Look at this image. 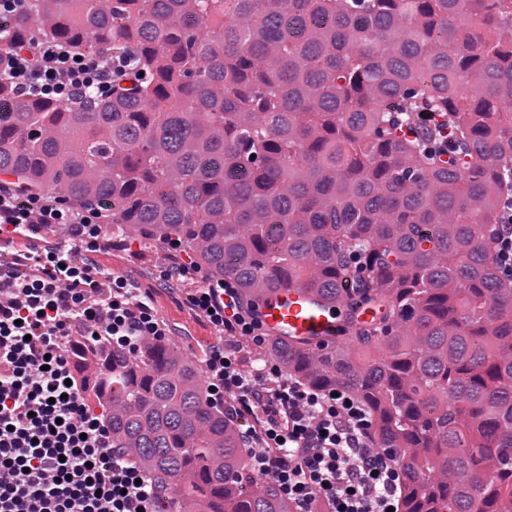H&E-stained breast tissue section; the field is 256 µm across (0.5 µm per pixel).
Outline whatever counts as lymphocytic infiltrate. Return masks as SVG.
Returning a JSON list of instances; mask_svg holds the SVG:
<instances>
[{
    "mask_svg": "<svg viewBox=\"0 0 512 512\" xmlns=\"http://www.w3.org/2000/svg\"><path fill=\"white\" fill-rule=\"evenodd\" d=\"M8 71L19 94L35 91L71 104L110 89L112 63L93 53L39 43L36 53L14 54ZM66 224L70 236L53 251L18 254L0 272V512H156L161 494L112 430L91 414L72 384L61 339L70 332L134 351L146 336L161 337L150 296L133 298L124 277L90 270L81 251L108 250L93 211L62 209L59 198L18 192L0 182V238ZM493 256L512 277V190L500 200ZM106 289L104 304L89 297ZM191 302L225 336L261 342L253 312L232 283L213 282ZM213 401L230 398L236 413L263 414L248 427L247 464L291 502L294 512H387L397 507L403 478L397 455L378 447L372 421L350 393L311 389L278 367L244 372L233 353L206 355Z\"/></svg>",
    "mask_w": 512,
    "mask_h": 512,
    "instance_id": "f902f5d3",
    "label": "lymphocytic infiltrate"
}]
</instances>
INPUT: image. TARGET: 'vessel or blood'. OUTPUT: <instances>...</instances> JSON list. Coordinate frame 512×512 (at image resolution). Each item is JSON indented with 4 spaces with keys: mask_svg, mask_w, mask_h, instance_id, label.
<instances>
[{
    "mask_svg": "<svg viewBox=\"0 0 512 512\" xmlns=\"http://www.w3.org/2000/svg\"><path fill=\"white\" fill-rule=\"evenodd\" d=\"M344 315L341 307L326 305L313 294L291 285L261 303L257 320L266 334L285 339L294 336L317 346L340 340Z\"/></svg>",
    "mask_w": 512,
    "mask_h": 512,
    "instance_id": "obj_1",
    "label": "vessel or blood"
}]
</instances>
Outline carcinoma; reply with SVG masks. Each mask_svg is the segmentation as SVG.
<instances>
[{"label":"carcinoma","instance_id":"carcinoma-1","mask_svg":"<svg viewBox=\"0 0 512 512\" xmlns=\"http://www.w3.org/2000/svg\"><path fill=\"white\" fill-rule=\"evenodd\" d=\"M44 40L112 56V88L63 104L0 77V174L185 241L254 311L286 283L345 308L335 346L267 335L246 360L353 393L397 453L399 512H512V282L490 235L512 0H24L0 66ZM68 354L112 446L172 490L157 512H293L170 343Z\"/></svg>","mask_w":512,"mask_h":512}]
</instances>
